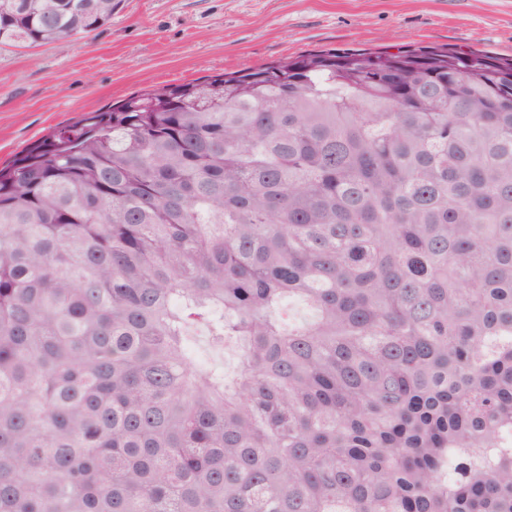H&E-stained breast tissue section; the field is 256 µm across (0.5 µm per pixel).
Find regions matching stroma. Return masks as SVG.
Returning <instances> with one entry per match:
<instances>
[{
    "label": "stroma",
    "mask_w": 512,
    "mask_h": 512,
    "mask_svg": "<svg viewBox=\"0 0 512 512\" xmlns=\"http://www.w3.org/2000/svg\"><path fill=\"white\" fill-rule=\"evenodd\" d=\"M512 55V0H121L89 37L0 47V164L131 93L318 50Z\"/></svg>",
    "instance_id": "stroma-1"
}]
</instances>
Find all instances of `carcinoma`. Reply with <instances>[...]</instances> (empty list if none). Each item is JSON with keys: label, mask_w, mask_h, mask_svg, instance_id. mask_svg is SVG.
I'll return each mask as SVG.
<instances>
[{"label": "carcinoma", "mask_w": 512, "mask_h": 512, "mask_svg": "<svg viewBox=\"0 0 512 512\" xmlns=\"http://www.w3.org/2000/svg\"><path fill=\"white\" fill-rule=\"evenodd\" d=\"M0 512H512V57L312 51L1 166Z\"/></svg>", "instance_id": "carcinoma-1"}]
</instances>
